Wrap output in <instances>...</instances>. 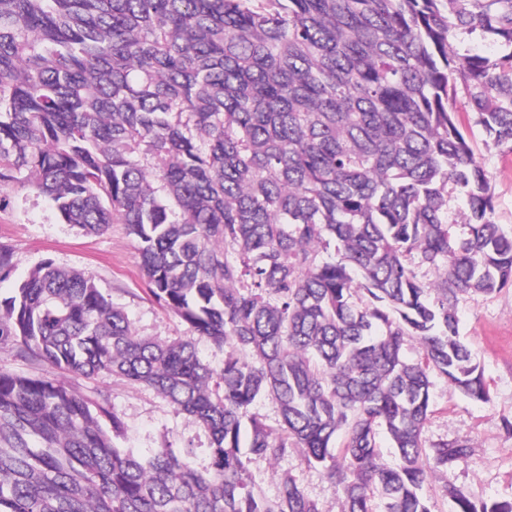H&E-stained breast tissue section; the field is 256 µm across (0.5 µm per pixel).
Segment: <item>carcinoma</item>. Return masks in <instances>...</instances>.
Masks as SVG:
<instances>
[{
	"label": "carcinoma",
	"instance_id": "1",
	"mask_svg": "<svg viewBox=\"0 0 512 512\" xmlns=\"http://www.w3.org/2000/svg\"><path fill=\"white\" fill-rule=\"evenodd\" d=\"M473 35L507 52L454 48ZM475 128L512 153V0H0V206L27 183L86 235L125 225L152 299L224 353L140 336L92 276L32 269L0 298V344L149 386L209 448L199 468L189 447L141 456L110 394L1 369L0 512H319L290 472L273 498L253 477L296 452L344 512H432L424 484L471 456L424 447L432 374L490 401L458 295L512 288ZM15 269L0 244V282Z\"/></svg>",
	"mask_w": 512,
	"mask_h": 512
}]
</instances>
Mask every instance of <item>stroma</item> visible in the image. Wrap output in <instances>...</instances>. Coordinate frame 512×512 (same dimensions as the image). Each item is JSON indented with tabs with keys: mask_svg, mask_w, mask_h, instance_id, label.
Instances as JSON below:
<instances>
[{
	"mask_svg": "<svg viewBox=\"0 0 512 512\" xmlns=\"http://www.w3.org/2000/svg\"><path fill=\"white\" fill-rule=\"evenodd\" d=\"M473 148L484 158L495 191L496 219L512 228V154L488 149L486 136L475 131ZM10 246L17 258L12 279L0 282V294H8L16 280L46 260L65 270L92 275L113 303L123 307L139 335L171 340L188 334L186 325L159 307L148 295L139 268L134 242L123 225L104 234L86 235L61 223L48 199L30 187L15 185L6 205L0 207V244ZM460 332L472 347L483 371L490 400L474 402L451 390L441 377H434L431 390L433 412L423 432L425 446L465 443L472 449L468 462L441 471L424 491L435 512H454L455 504L444 496V487L461 488L487 503L512 501V289L499 293L466 295L458 303ZM72 386L91 396L108 390L112 404L125 424L120 447L137 453L173 444L191 446L204 458L207 434L191 419L179 414L163 397L146 387L131 386L100 376L72 379ZM289 471L305 494L315 500L320 512H342L343 495L320 469L308 466L295 454L279 463L259 461L252 471L267 496L277 493V475Z\"/></svg>",
	"mask_w": 512,
	"mask_h": 512,
	"instance_id": "stroma-1",
	"label": "stroma"
}]
</instances>
